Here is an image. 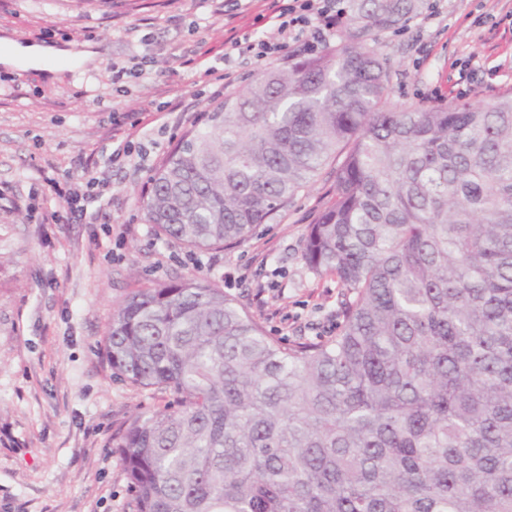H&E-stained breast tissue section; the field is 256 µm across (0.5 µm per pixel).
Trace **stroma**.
Masks as SVG:
<instances>
[{
	"label": "stroma",
	"instance_id": "1",
	"mask_svg": "<svg viewBox=\"0 0 512 512\" xmlns=\"http://www.w3.org/2000/svg\"><path fill=\"white\" fill-rule=\"evenodd\" d=\"M265 13V0H0V41L94 54L79 67L0 64V512H132L113 438L170 400L116 378L103 355L106 324L135 289L192 276L273 335L334 332L342 290L302 259L329 169L224 251L187 252L144 220L149 179L181 135L303 56L293 43L263 67L225 56L232 31L272 36ZM372 45L393 105L512 91V0H416ZM116 64L133 72L120 87ZM91 179L100 189L87 191Z\"/></svg>",
	"mask_w": 512,
	"mask_h": 512
}]
</instances>
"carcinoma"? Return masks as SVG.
<instances>
[{
  "label": "carcinoma",
  "mask_w": 512,
  "mask_h": 512,
  "mask_svg": "<svg viewBox=\"0 0 512 512\" xmlns=\"http://www.w3.org/2000/svg\"><path fill=\"white\" fill-rule=\"evenodd\" d=\"M341 44L224 98L150 177L145 221L240 243L330 159L302 259L336 335L286 342L195 277L113 310L118 376L174 401L115 447L133 512H512V92L387 107L370 47L414 0H352Z\"/></svg>",
  "instance_id": "cac0c4a2"
}]
</instances>
